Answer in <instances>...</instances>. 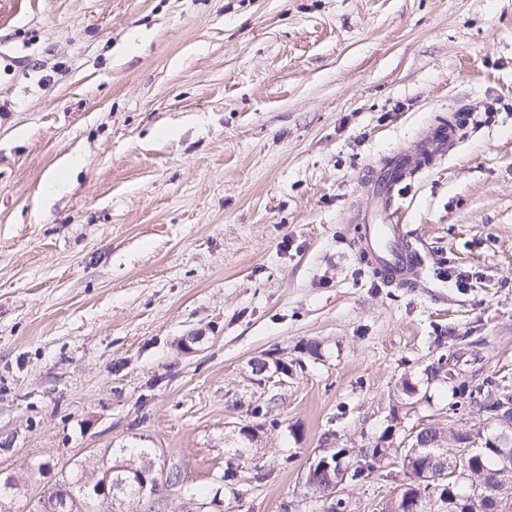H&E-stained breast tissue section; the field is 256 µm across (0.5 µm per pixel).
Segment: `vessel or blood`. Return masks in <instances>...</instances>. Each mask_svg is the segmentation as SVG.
Returning <instances> with one entry per match:
<instances>
[{
    "label": "vessel or blood",
    "instance_id": "obj_1",
    "mask_svg": "<svg viewBox=\"0 0 512 512\" xmlns=\"http://www.w3.org/2000/svg\"><path fill=\"white\" fill-rule=\"evenodd\" d=\"M460 138V127L451 122L427 130L411 147L396 152L391 164L371 169L367 183L376 196L374 213L356 214L357 247L375 276L386 285L416 283L423 266L420 253L405 225L390 218L394 190L436 159L445 157Z\"/></svg>",
    "mask_w": 512,
    "mask_h": 512
}]
</instances>
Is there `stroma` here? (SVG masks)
Listing matches in <instances>:
<instances>
[{
	"label": "stroma",
	"mask_w": 512,
	"mask_h": 512,
	"mask_svg": "<svg viewBox=\"0 0 512 512\" xmlns=\"http://www.w3.org/2000/svg\"><path fill=\"white\" fill-rule=\"evenodd\" d=\"M0 63L13 512L124 448L180 465L165 512H325L310 460L375 440L437 331L512 384V0H23ZM454 117L395 192L423 281L387 287L354 245L364 181ZM263 355L292 377L256 383ZM452 400L432 383L405 426L469 430Z\"/></svg>",
	"instance_id": "stroma-1"
}]
</instances>
